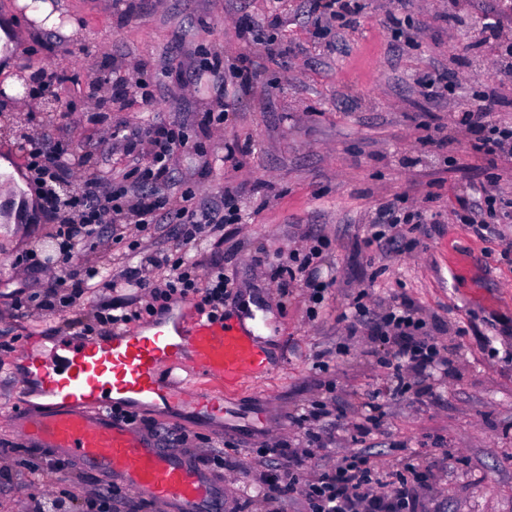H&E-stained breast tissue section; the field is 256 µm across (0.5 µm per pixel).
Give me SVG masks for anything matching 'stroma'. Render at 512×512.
Segmentation results:
<instances>
[{"instance_id":"35a3bbf8","label":"stroma","mask_w":512,"mask_h":512,"mask_svg":"<svg viewBox=\"0 0 512 512\" xmlns=\"http://www.w3.org/2000/svg\"><path fill=\"white\" fill-rule=\"evenodd\" d=\"M18 0H0V18L8 17L19 36L21 62L15 75L38 70L67 75L58 89L70 114L61 122L46 118L40 101L0 91V116L21 121L55 137L70 132L74 147L101 134L87 112V78L117 65L132 71L146 64L148 79L159 86L152 106L111 115L146 127L156 122L187 124L198 135L202 113L224 109V126L206 141L211 164L199 173L191 154L176 166L200 201L241 190L243 218L224 233L220 254L235 282L236 298L224 305V317H244L243 298L259 315L256 335L271 368L259 378L226 386L225 394L258 414L261 427L243 436L197 417L141 408L145 418L181 427L207 438L210 448L232 451L233 469L221 474L226 494L250 480L249 468L267 436L295 440L292 416L316 401L335 398L347 420L363 411L368 395L380 390L384 417L370 439L380 470L412 459L419 467L445 454L456 463L444 474L426 512H512V223L501 235L473 236L457 214L458 200L491 172L468 156L462 142L423 149L425 136L455 133V115L480 85L497 87L505 99L497 119L512 125V77L495 64L494 51L479 46L475 25L493 21L498 0H407L409 41H393L387 14L392 0H359L355 24L339 33L320 34L308 18L304 0H145L137 16L119 21L112 0H53L69 36L33 25ZM454 12L455 28L443 14ZM282 22L261 27L269 14ZM216 49L225 63L244 57L256 72L250 93L217 97L209 80L198 87L169 84L167 62L192 67L199 48ZM447 71L449 99H428L422 81ZM251 140L253 151L240 167L225 162V145ZM11 172L0 173V262L30 248L44 251L53 240L44 223H18L14 210L19 189L14 172L24 171L23 152L12 134L0 133ZM410 211L440 212L434 230L417 229L388 253L364 244L376 213L396 196ZM323 236L325 250L318 273L330 281L326 306L318 319L307 314L308 295L296 285L280 297L265 266L286 258L310 236ZM11 271L0 269V337L27 346L36 338L51 350L58 340L49 323L16 316ZM412 301L426 334L447 346L452 373H436L424 385L388 396L381 361L390 348L367 336L349 337L342 316L355 300L369 307ZM331 351L328 371L315 356ZM21 361L0 364V439L21 442L17 415L37 409L23 393ZM83 468L32 479L28 467L0 459V512H29L31 502L69 491L74 512H81L79 482L94 481Z\"/></svg>"}]
</instances>
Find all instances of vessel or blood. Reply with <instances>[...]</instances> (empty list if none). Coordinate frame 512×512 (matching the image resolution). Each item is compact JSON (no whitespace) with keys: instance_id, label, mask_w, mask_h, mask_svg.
<instances>
[{"instance_id":"1","label":"vessel or blood","mask_w":512,"mask_h":512,"mask_svg":"<svg viewBox=\"0 0 512 512\" xmlns=\"http://www.w3.org/2000/svg\"><path fill=\"white\" fill-rule=\"evenodd\" d=\"M150 332L130 328L29 354V366L51 400L49 411L23 419L34 447L80 461L98 477L128 487L171 512H215L224 486L191 453L165 445L112 412L116 403L150 401L197 414L237 431L251 410L225 397L226 385L268 371L255 336L237 324L176 313Z\"/></svg>"}]
</instances>
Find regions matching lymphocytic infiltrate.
Masks as SVG:
<instances>
[{
  "instance_id": "obj_1",
  "label": "lymphocytic infiltrate",
  "mask_w": 512,
  "mask_h": 512,
  "mask_svg": "<svg viewBox=\"0 0 512 512\" xmlns=\"http://www.w3.org/2000/svg\"><path fill=\"white\" fill-rule=\"evenodd\" d=\"M169 81L183 84L208 76L216 91L226 82L240 90L253 83L248 69L225 68L218 52L200 51L192 70L164 68ZM112 99L97 113L98 122L108 121L113 104L128 100L151 106L155 100L146 78L115 73L109 76ZM502 101L495 87L486 86L474 95L473 105L460 118L470 138L467 150L488 164L512 156V126H501L495 114ZM192 148L203 154L201 141L191 140L183 124L158 123L147 128L110 126L92 152L76 153L70 137L35 134L26 160L28 178L37 196V211L60 239L53 263L38 259L35 251L12 255L8 265L19 274L15 311L35 317L42 312L57 315L63 332L107 335L117 328L169 309L177 301L192 302L200 314L216 319L224 315V300L232 282L218 256L202 253V246L221 242L225 225L241 221L235 189H226L219 202L201 205L193 188L183 187L176 176L178 150ZM77 185L71 199L62 187ZM462 221L479 238L495 234L490 220L497 215V198L480 187L474 198L461 199ZM175 227V246L153 250L147 245L151 227ZM93 238L91 248L70 249L76 232ZM330 241L315 238L308 249L292 251L287 263L270 267V276L280 289L303 278L309 293V315H316L329 294V283L314 279L312 265ZM121 256L120 271H113V256ZM116 293L125 301L113 302ZM89 307L86 319H74L77 308ZM371 327L374 336L391 346L386 362L395 389L406 390L422 383L434 370L447 366L433 337L422 335V322L411 302L401 301L380 316L372 317L367 306H355L347 318L349 335ZM345 412L334 404L316 402L292 419L302 430L305 444L273 440L260 448L251 462L258 497L276 504L292 492H300L306 512H417L419 493L428 489L430 477L414 463H403L390 475L381 474L365 449L351 450L327 462L324 451L335 441L329 425L343 420ZM85 505L89 512H146L148 503L132 497L127 489L104 482L90 491Z\"/></svg>"
}]
</instances>
